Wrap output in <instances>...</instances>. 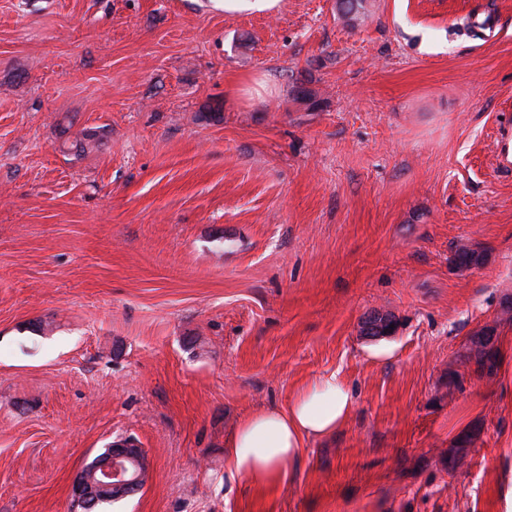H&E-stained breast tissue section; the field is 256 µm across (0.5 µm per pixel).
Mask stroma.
I'll return each instance as SVG.
<instances>
[{
    "label": "stroma",
    "instance_id": "35a3bbf8",
    "mask_svg": "<svg viewBox=\"0 0 512 512\" xmlns=\"http://www.w3.org/2000/svg\"><path fill=\"white\" fill-rule=\"evenodd\" d=\"M366 10L0 0V512H71L126 437L148 479L107 512H504L512 0ZM331 371L335 434L229 472ZM391 324L395 325L392 317L375 312L363 322L362 332L370 337L386 336L393 332L394 328H390ZM354 404L339 372L321 374L298 388L288 408H262L242 419L226 443V463L255 486L274 484L305 443L335 432Z\"/></svg>",
    "mask_w": 512,
    "mask_h": 512
}]
</instances>
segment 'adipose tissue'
<instances>
[{
  "mask_svg": "<svg viewBox=\"0 0 512 512\" xmlns=\"http://www.w3.org/2000/svg\"><path fill=\"white\" fill-rule=\"evenodd\" d=\"M355 399L338 372L301 385L288 408L256 410L226 443V463L258 487L276 483L306 442L322 439L349 418Z\"/></svg>",
  "mask_w": 512,
  "mask_h": 512,
  "instance_id": "1",
  "label": "adipose tissue"
}]
</instances>
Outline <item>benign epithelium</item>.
<instances>
[{
  "label": "benign epithelium",
  "mask_w": 512,
  "mask_h": 512,
  "mask_svg": "<svg viewBox=\"0 0 512 512\" xmlns=\"http://www.w3.org/2000/svg\"><path fill=\"white\" fill-rule=\"evenodd\" d=\"M393 323L392 317L375 312L363 322L362 332L370 337L386 336L393 332ZM147 470V456L136 441L117 440L105 454L77 471L72 483L73 501L92 508L107 490L117 499L131 496L143 488Z\"/></svg>",
  "instance_id": "obj_1"
}]
</instances>
